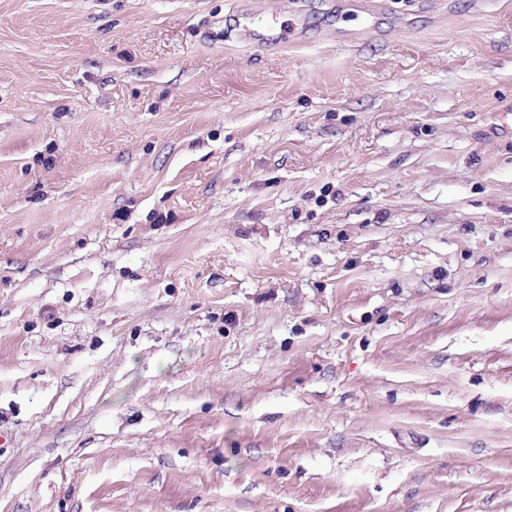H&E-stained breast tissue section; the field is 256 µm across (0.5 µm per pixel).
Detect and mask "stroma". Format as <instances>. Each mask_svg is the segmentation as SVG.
<instances>
[{
	"mask_svg": "<svg viewBox=\"0 0 512 512\" xmlns=\"http://www.w3.org/2000/svg\"><path fill=\"white\" fill-rule=\"evenodd\" d=\"M374 3L0 0V512H512V0Z\"/></svg>",
	"mask_w": 512,
	"mask_h": 512,
	"instance_id": "stroma-1",
	"label": "stroma"
}]
</instances>
